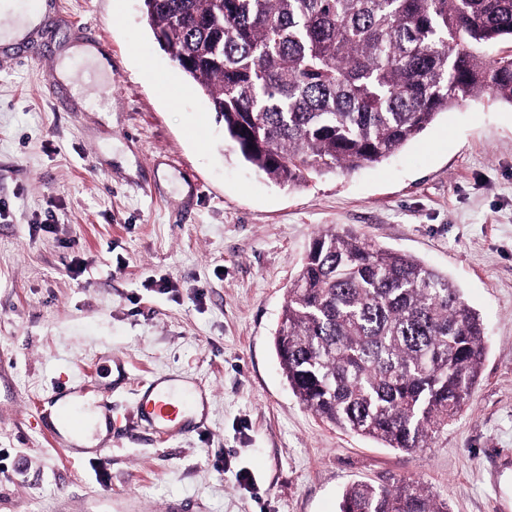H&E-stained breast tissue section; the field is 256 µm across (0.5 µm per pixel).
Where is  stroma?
<instances>
[{
	"mask_svg": "<svg viewBox=\"0 0 512 512\" xmlns=\"http://www.w3.org/2000/svg\"><path fill=\"white\" fill-rule=\"evenodd\" d=\"M34 59L0 48V512H339L357 481H420L449 512H512V105L463 101L386 162L298 188L254 173L140 0H54ZM104 36L112 69L72 59ZM349 230L447 274L488 326L482 374L406 454L307 410L273 337L316 235ZM205 394L191 432L141 421L143 379ZM93 385L102 455L51 438ZM61 402L55 405L52 410L55 411ZM82 424V413L75 407H65L57 409L54 424L49 425L48 431L51 436L59 435L60 430H73Z\"/></svg>",
	"mask_w": 512,
	"mask_h": 512,
	"instance_id": "stroma-1",
	"label": "stroma"
}]
</instances>
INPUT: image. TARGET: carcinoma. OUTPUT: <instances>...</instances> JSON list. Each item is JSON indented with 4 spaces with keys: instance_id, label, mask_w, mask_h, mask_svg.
<instances>
[{
    "instance_id": "carcinoma-1",
    "label": "carcinoma",
    "mask_w": 512,
    "mask_h": 512,
    "mask_svg": "<svg viewBox=\"0 0 512 512\" xmlns=\"http://www.w3.org/2000/svg\"><path fill=\"white\" fill-rule=\"evenodd\" d=\"M224 138L275 183L379 164L461 101L512 105V0H141ZM486 328L453 281L349 231L313 240L274 337L302 405L408 453L467 405ZM339 512H448L422 484L355 483Z\"/></svg>"
}]
</instances>
